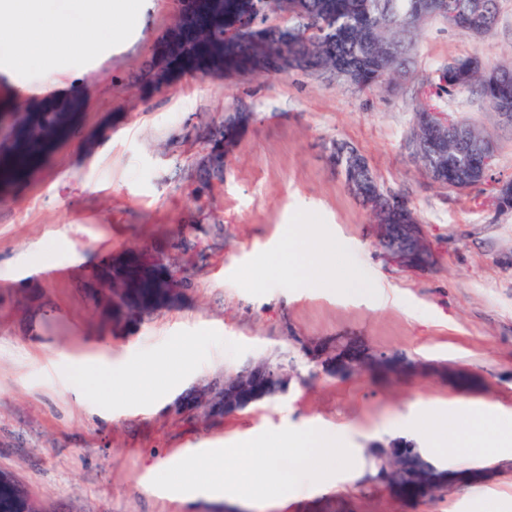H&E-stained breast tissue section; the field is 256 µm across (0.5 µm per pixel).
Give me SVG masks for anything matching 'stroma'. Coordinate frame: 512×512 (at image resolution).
Wrapping results in <instances>:
<instances>
[{
	"instance_id": "35a3bbf8",
	"label": "stroma",
	"mask_w": 512,
	"mask_h": 512,
	"mask_svg": "<svg viewBox=\"0 0 512 512\" xmlns=\"http://www.w3.org/2000/svg\"><path fill=\"white\" fill-rule=\"evenodd\" d=\"M488 33L423 21L411 65L370 91L315 74L188 73L161 92L135 81L155 40L173 26L175 0H149L139 38L89 68L72 52L59 82L84 91L76 134L27 175L0 185V472L41 512H216L221 497L183 499L155 488L164 465L190 448H221L267 430L341 432L358 448L325 492L254 512H512V455L479 457V407L512 421V210L491 201L512 181V127L471 91L448 92L440 72L458 57L512 64V0H498ZM477 125L491 141V182L458 190L412 161L406 136L420 105ZM235 121L224 172L209 175L215 127ZM363 154L384 190L415 211L435 255L425 270L387 263L371 213L329 162L334 141ZM321 233L343 243L337 272L356 267L357 292L311 287L289 274L264 284L289 238ZM171 244L185 283L174 306L122 327L102 326L84 292L88 275L125 248ZM385 289L379 305L369 290ZM357 336L380 350L480 376L465 393L434 376L383 381L318 371L304 342ZM106 356L154 365L175 390L154 397L137 382L99 391L76 374ZM259 360L290 361L288 392L218 418L182 396ZM443 410L469 445L447 469H487L417 503L365 481L371 443L393 424Z\"/></svg>"
}]
</instances>
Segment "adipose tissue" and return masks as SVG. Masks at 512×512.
Returning a JSON list of instances; mask_svg holds the SVG:
<instances>
[{"label":"adipose tissue","instance_id":"1","mask_svg":"<svg viewBox=\"0 0 512 512\" xmlns=\"http://www.w3.org/2000/svg\"><path fill=\"white\" fill-rule=\"evenodd\" d=\"M144 0H0V73L40 66L58 72L61 57L97 58L121 45Z\"/></svg>","mask_w":512,"mask_h":512}]
</instances>
